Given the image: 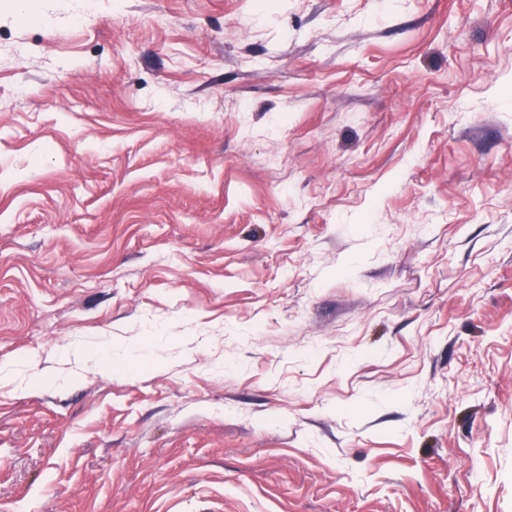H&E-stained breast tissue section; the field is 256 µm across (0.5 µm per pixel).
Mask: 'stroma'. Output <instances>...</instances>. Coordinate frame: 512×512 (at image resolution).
Instances as JSON below:
<instances>
[{"mask_svg":"<svg viewBox=\"0 0 512 512\" xmlns=\"http://www.w3.org/2000/svg\"><path fill=\"white\" fill-rule=\"evenodd\" d=\"M0 0V512H512V0Z\"/></svg>","mask_w":512,"mask_h":512,"instance_id":"obj_1","label":"stroma"}]
</instances>
